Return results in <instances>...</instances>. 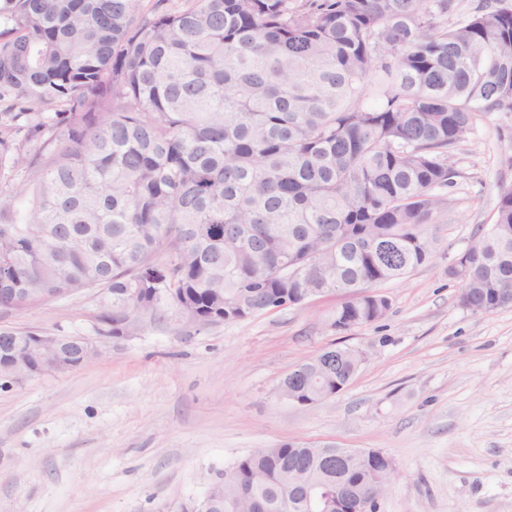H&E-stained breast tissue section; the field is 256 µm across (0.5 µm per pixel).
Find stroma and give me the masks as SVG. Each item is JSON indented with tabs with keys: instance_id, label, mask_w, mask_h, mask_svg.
Instances as JSON below:
<instances>
[{
	"instance_id": "obj_1",
	"label": "stroma",
	"mask_w": 512,
	"mask_h": 512,
	"mask_svg": "<svg viewBox=\"0 0 512 512\" xmlns=\"http://www.w3.org/2000/svg\"><path fill=\"white\" fill-rule=\"evenodd\" d=\"M448 162L432 263L382 286L383 319L342 334L327 324L337 294L206 327L140 313L119 336L92 291L0 310V328L103 351L0 387V512H191L239 458L287 441L391 456L378 512H512V307L471 312L448 277L512 185V114L478 120ZM334 344L367 354L350 384L310 406L278 398Z\"/></svg>"
}]
</instances>
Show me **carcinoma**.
I'll return each mask as SVG.
<instances>
[{
    "label": "carcinoma",
    "mask_w": 512,
    "mask_h": 512,
    "mask_svg": "<svg viewBox=\"0 0 512 512\" xmlns=\"http://www.w3.org/2000/svg\"><path fill=\"white\" fill-rule=\"evenodd\" d=\"M455 0H141L0 4V309L41 293L109 288L117 335L135 293L178 290L197 326L230 322L320 288L346 297L337 333L390 309L376 287L433 261L428 227L448 208V148L512 113V0H483L448 25ZM57 110L43 112L47 106ZM25 131V143L9 134ZM35 184L24 207L12 173ZM397 242L382 264L363 236ZM316 255L308 277L284 262ZM464 308L512 307V186L469 258ZM152 267L165 272L156 282ZM360 351L330 347L280 386L305 405L339 392ZM382 465L340 472L313 446L257 448L208 512H314L284 472L331 492Z\"/></svg>",
    "instance_id": "1"
}]
</instances>
